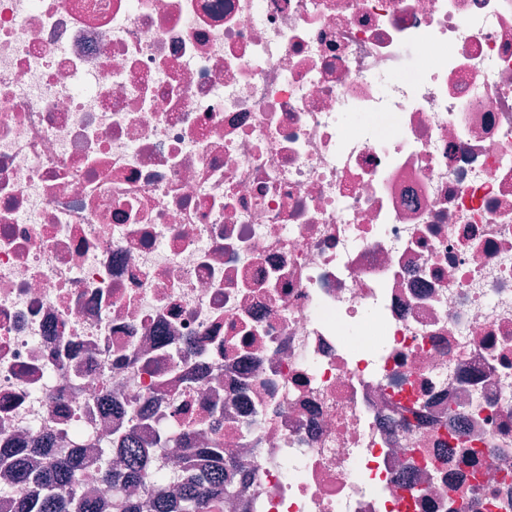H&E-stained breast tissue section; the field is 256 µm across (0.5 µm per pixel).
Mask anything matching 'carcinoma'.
Instances as JSON below:
<instances>
[{"label":"carcinoma","instance_id":"1","mask_svg":"<svg viewBox=\"0 0 512 512\" xmlns=\"http://www.w3.org/2000/svg\"><path fill=\"white\" fill-rule=\"evenodd\" d=\"M146 418L144 413L137 414L131 427L118 435L122 468L115 469L110 464L112 449L99 455V477L116 491L112 512H138V503L127 496L126 489L142 481L157 445L153 440L141 438V426ZM187 452L191 456L208 455L210 469L200 475L164 479L162 485L151 486L155 512H215L224 500V491L232 489V485L224 484V449L189 448ZM34 453L49 457V464L42 469L31 468L28 457ZM1 464L12 468L26 486L16 512H98L96 503L75 489L78 473L88 464L77 452L59 453L41 438L30 448H1Z\"/></svg>","mask_w":512,"mask_h":512}]
</instances>
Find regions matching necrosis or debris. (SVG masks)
<instances>
[{"label": "necrosis or debris", "mask_w": 512, "mask_h": 512, "mask_svg": "<svg viewBox=\"0 0 512 512\" xmlns=\"http://www.w3.org/2000/svg\"><path fill=\"white\" fill-rule=\"evenodd\" d=\"M143 410L223 512H512V0H0V447Z\"/></svg>", "instance_id": "necrosis-or-debris-1"}]
</instances>
